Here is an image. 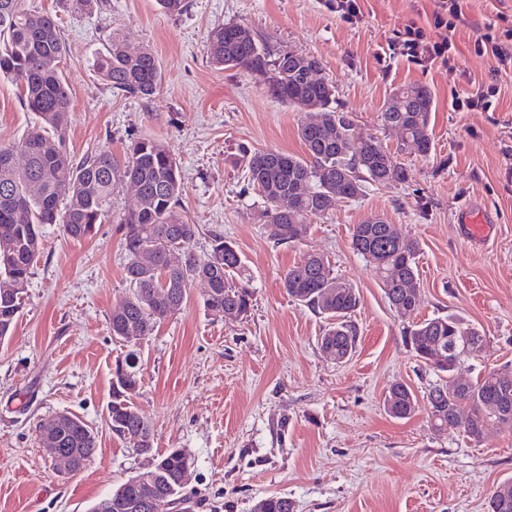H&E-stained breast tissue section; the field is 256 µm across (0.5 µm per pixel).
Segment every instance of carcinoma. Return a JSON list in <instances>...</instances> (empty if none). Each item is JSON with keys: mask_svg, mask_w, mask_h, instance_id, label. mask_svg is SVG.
Masks as SVG:
<instances>
[{"mask_svg": "<svg viewBox=\"0 0 512 512\" xmlns=\"http://www.w3.org/2000/svg\"><path fill=\"white\" fill-rule=\"evenodd\" d=\"M237 25L228 23L213 29L208 36L209 58L217 70L243 68L263 74L274 72L271 94L295 106H321L316 133L302 127L299 136L306 156L296 157L275 150L246 151L243 165L248 188L263 203V224L278 228L271 238L277 244L302 239L312 221L326 219L336 207V188L347 199L361 196L367 183L383 179L402 182L407 171L374 136L362 132L345 112L329 108L333 86L308 78L309 70L321 66L319 59L303 54L299 62L278 67L284 50H272L253 39L235 36ZM67 48L60 34L57 17L25 7V0H0V78L14 82L24 107L34 113L37 126L17 144L0 146V342L5 340L22 312L27 298L31 269L41 248V227L60 224L73 239L85 238L95 225L108 216L112 194L119 184L130 181L139 186L140 206L122 221L123 246L127 263L126 280L130 295L112 311V335L120 339L127 324H134L139 335L148 337L166 319L167 310L179 309L187 299L189 287L203 285L202 300L209 311L221 310L232 320L247 316L251 294L247 287L233 283L232 274L242 267L234 246L215 234L205 258L192 251L198 226L189 223L178 210L179 167L171 151L160 141L141 138L131 142L124 161L102 149L76 163L63 148L71 94L60 63ZM96 72L113 88L141 98L152 97L161 84L158 61L150 49L129 54L124 40L109 36L104 49L95 53ZM433 97L420 85L399 87L381 112L383 126L402 125L407 137L423 143L422 155L431 152L429 135ZM351 143V153L340 155L336 141ZM16 153L26 157L18 168L5 158ZM38 184L37 191L30 189ZM294 199L292 210H278L276 199ZM351 245L360 255L380 250L374 265L382 291L388 301L398 300L417 309L418 303L400 295L399 283L417 279L418 243L389 231L381 218L369 217L353 227ZM181 251L182 263L172 265L169 254ZM150 251L155 266L150 273L137 264L140 253ZM288 296L314 312L332 320L322 344L337 349V362L352 356L358 342V329L352 315L359 306V293L348 281L336 276L328 258L307 253L284 276ZM468 336L473 345L467 356L483 350L484 336L453 316L434 317L418 322L406 331L405 341L424 364L439 350L453 357L461 349L458 337ZM136 351L124 358L125 372L115 373L109 419L112 432L138 453L151 458L155 470L166 480L146 477L141 470L112 489L91 512H135V500L168 496L184 501L187 462L180 450L159 453L154 448L151 425L142 420L131 396L139 392L142 375ZM393 402L390 415L408 418L415 411L416 398L402 382L389 388ZM428 406L443 412L431 422L437 431L459 429L473 440L483 438L494 424L512 421V368L493 370L474 381L453 388L433 385ZM57 429L62 447L82 461L89 462L96 452L97 439L82 419L58 422L52 416L41 421L38 432ZM288 499L269 496L256 502L252 512H287Z\"/></svg>", "mask_w": 512, "mask_h": 512, "instance_id": "cac0c4a2", "label": "carcinoma"}]
</instances>
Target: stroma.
I'll return each instance as SVG.
<instances>
[{
    "label": "stroma",
    "instance_id": "1",
    "mask_svg": "<svg viewBox=\"0 0 512 512\" xmlns=\"http://www.w3.org/2000/svg\"><path fill=\"white\" fill-rule=\"evenodd\" d=\"M361 5L362 19L350 24L326 0H186L179 14L158 0H95L82 13L64 0H26L57 16L67 47L65 148L73 160L101 149L120 158L139 138L163 142L181 171L179 210L199 228L195 254H208L217 233L242 256L234 280L252 293L246 320L206 310L196 282L138 346L143 385L131 401L152 425L158 450L189 456L188 512H251L268 496L290 499L294 512H488L495 489L512 483V423L492 426L478 442L433 429L426 395L439 376L404 338L417 321L454 315L486 338L457 378L512 367V76L500 78L494 111L450 106L453 95L487 80L493 60L474 52L476 31L498 14L512 18V0H464L467 24L454 35L451 69L385 53L393 31L412 20L427 24L433 0ZM227 23L273 49L318 57L321 78L335 88L333 108L393 152L407 181L368 184L313 221L300 241L274 243L240 158L246 149L305 156L299 129L311 114L272 96L269 75L212 66L207 35ZM113 33L130 49L154 52L162 82L153 97L125 95L98 76L94 53ZM405 84L433 95L426 156L381 123L386 99ZM34 123L16 85L0 80V146L21 140ZM136 205L124 184L90 236L69 238L58 224L41 229L24 309L0 342V512H90L146 464L108 421L114 368L131 348L109 323L130 293L119 222ZM466 205L492 226L478 247L458 228ZM372 215L419 244L414 314L390 306L372 261L351 246L354 225ZM307 253L327 257L359 292L358 347L346 363L322 350L329 319L283 287ZM396 382L416 397L406 419L384 407ZM58 413L80 417L98 440L93 459L67 479L38 440L39 423Z\"/></svg>",
    "mask_w": 512,
    "mask_h": 512
}]
</instances>
